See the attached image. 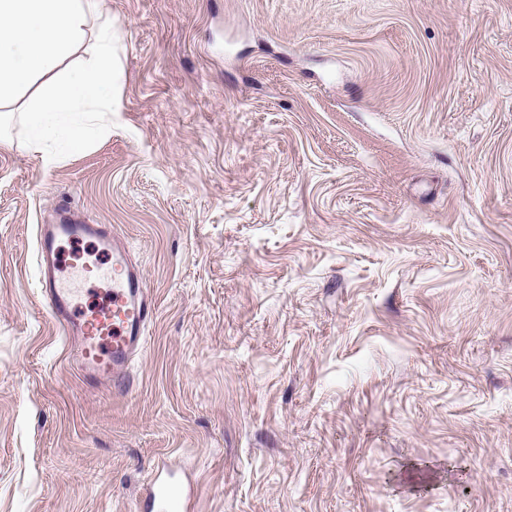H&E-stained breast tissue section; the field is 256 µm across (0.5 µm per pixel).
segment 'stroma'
<instances>
[{
  "instance_id": "1",
  "label": "stroma",
  "mask_w": 512,
  "mask_h": 512,
  "mask_svg": "<svg viewBox=\"0 0 512 512\" xmlns=\"http://www.w3.org/2000/svg\"><path fill=\"white\" fill-rule=\"evenodd\" d=\"M99 139L0 147V512H512V0H104ZM155 317L90 387L38 225ZM153 510L162 512H181L187 508L184 491L167 481L156 479L149 490Z\"/></svg>"
}]
</instances>
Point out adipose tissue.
<instances>
[{
	"instance_id": "adipose-tissue-1",
	"label": "adipose tissue",
	"mask_w": 512,
	"mask_h": 512,
	"mask_svg": "<svg viewBox=\"0 0 512 512\" xmlns=\"http://www.w3.org/2000/svg\"><path fill=\"white\" fill-rule=\"evenodd\" d=\"M102 0H0V110L16 95L38 86L24 115L32 141L58 136L84 145L112 109V90L121 78L114 63L110 23L90 29ZM93 38L89 57L77 52Z\"/></svg>"
}]
</instances>
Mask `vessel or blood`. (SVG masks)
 Returning a JSON list of instances; mask_svg holds the SVG:
<instances>
[{"label":"vessel or blood","instance_id":"obj_1","mask_svg":"<svg viewBox=\"0 0 512 512\" xmlns=\"http://www.w3.org/2000/svg\"><path fill=\"white\" fill-rule=\"evenodd\" d=\"M72 250L92 245L96 255L109 258V266L97 269L109 280L102 293H82L74 282L84 269L65 260L61 244ZM39 285L53 318L75 342L73 357L84 382L132 386L131 364L143 345V333L155 309L149 302L141 275L123 244L105 224H90L80 218L62 217L59 223L40 225L37 235ZM156 512H184L182 489L155 480L149 490Z\"/></svg>","mask_w":512,"mask_h":512}]
</instances>
